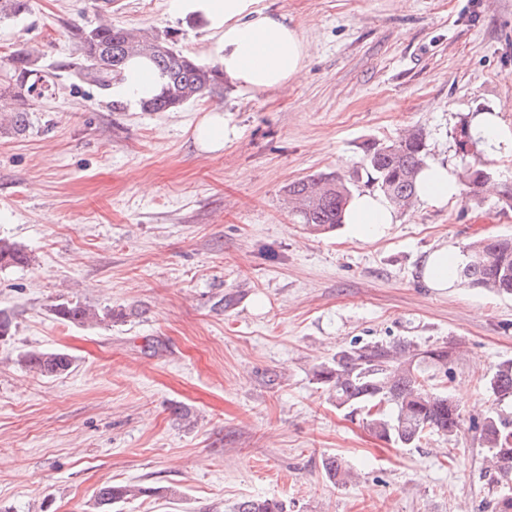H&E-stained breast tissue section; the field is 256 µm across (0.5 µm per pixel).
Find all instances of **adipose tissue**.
Returning a JSON list of instances; mask_svg holds the SVG:
<instances>
[{
	"instance_id": "adipose-tissue-1",
	"label": "adipose tissue",
	"mask_w": 512,
	"mask_h": 512,
	"mask_svg": "<svg viewBox=\"0 0 512 512\" xmlns=\"http://www.w3.org/2000/svg\"><path fill=\"white\" fill-rule=\"evenodd\" d=\"M258 0H173L177 13L203 19L216 39L217 60L225 75L255 91L276 89L298 78L305 66L307 51L299 32L282 15L258 8ZM154 65L145 59L130 60L124 80L118 84V97L137 106L159 88ZM460 193L456 171L438 162L428 163L419 175L418 198L439 207ZM393 206L380 194L355 192L346 207L343 222L351 238L372 240L383 236L396 223ZM461 262L457 251L440 247L433 250L422 267L428 287L445 290L454 287L455 270Z\"/></svg>"
}]
</instances>
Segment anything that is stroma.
Instances as JSON below:
<instances>
[{"instance_id":"1","label":"stroma","mask_w":512,"mask_h":512,"mask_svg":"<svg viewBox=\"0 0 512 512\" xmlns=\"http://www.w3.org/2000/svg\"><path fill=\"white\" fill-rule=\"evenodd\" d=\"M0 22V73L24 45L54 73L30 103L31 130L0 136V240L30 261L0 268V512H94L106 483L150 493L122 512H229L274 498L287 512H493L503 492L470 424L512 420L486 389L512 360V298L420 278L428 253L512 236V155L484 153L478 196L416 203L372 241L301 224L283 191L311 175L352 174L364 150L422 130L428 159L463 171V121L502 108L512 123V0H260L308 50L277 90L226 80L215 97L144 112L74 81L77 29L108 22L166 33L216 64L204 24L171 0H29ZM223 113L237 136L200 150L193 131ZM228 307H220L222 297ZM118 311L76 326L62 299ZM450 342L434 391L457 397V436L417 448L376 437L337 408L313 369L353 342ZM63 350L41 377L19 358ZM334 456L345 484L323 468Z\"/></svg>"}]
</instances>
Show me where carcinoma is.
Returning a JSON list of instances; mask_svg holds the SVG:
<instances>
[{
  "instance_id": "carcinoma-1",
  "label": "carcinoma",
  "mask_w": 512,
  "mask_h": 512,
  "mask_svg": "<svg viewBox=\"0 0 512 512\" xmlns=\"http://www.w3.org/2000/svg\"><path fill=\"white\" fill-rule=\"evenodd\" d=\"M27 0H0V20L21 15ZM76 57L68 64L70 76L81 83L108 90L122 82L129 59H148L160 72L163 83L154 97L141 103L145 112H170L185 104L210 97L224 87V72L217 65L201 63L177 49L167 35H136L109 24L98 25L78 34ZM27 73H44L39 51L18 48L10 56L4 75L7 87L0 95L12 106L0 113V135H22L28 131L29 98L10 90ZM427 152L422 132L413 131L385 146L366 148L364 165L375 190L391 205L405 210L417 198V176L426 164ZM490 178L481 163L467 167L461 181L474 190ZM285 194L293 204L299 222L316 231L327 232L341 223L350 196L349 182L333 174L311 176L289 183ZM466 262L456 271L461 281L479 288L512 296V237H492L466 245ZM28 262L19 247L0 242V267ZM53 312L64 322L83 325L116 317L108 309L99 312L78 300L54 305ZM455 346H421L407 340L353 343L313 371L314 379L335 393L336 407L364 412L366 427L378 438L402 448H417L435 434L454 437L463 425L459 405L445 393L428 388L425 374H448ZM30 371L54 376L67 371L71 356L65 352L31 350L22 359ZM495 400L512 401V361L497 366L486 381ZM487 463L496 481L512 483V421L488 414L473 424ZM328 477L345 483L353 474L336 457L323 461ZM151 492L136 485H102L94 496L97 512H112L118 504ZM232 512H285L275 499H245Z\"/></svg>"
}]
</instances>
